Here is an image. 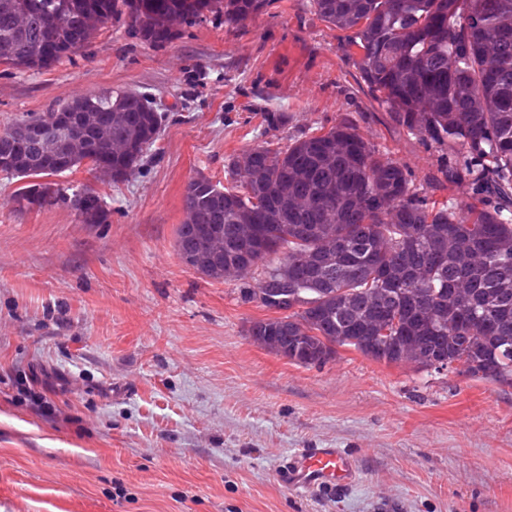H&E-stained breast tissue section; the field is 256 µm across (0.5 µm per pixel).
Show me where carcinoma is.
Listing matches in <instances>:
<instances>
[{
    "label": "carcinoma",
    "instance_id": "carcinoma-1",
    "mask_svg": "<svg viewBox=\"0 0 512 512\" xmlns=\"http://www.w3.org/2000/svg\"><path fill=\"white\" fill-rule=\"evenodd\" d=\"M274 0H0L3 63L42 70L88 48L124 11L144 41L162 44L177 24L209 14L238 25ZM320 20L346 32L341 50L391 124L438 146L448 161L433 182L465 186L480 206L438 205L412 172L382 155L343 120L304 134L284 150L261 145L224 165V198L191 181L185 210L219 222L225 238L237 224H286L254 263L263 276L297 288L288 302L290 335L299 351L326 363L347 347L376 361L426 369L442 336L471 376L512 386V0H310ZM112 113L127 152L91 139V170L124 180L158 139L162 114L136 92L94 95ZM17 124L0 131V157L14 155ZM40 177V147L0 173ZM99 195L67 193L50 183L19 189L16 201H62L84 224H102ZM324 252L330 269L298 283L292 263ZM390 340L372 350L371 337Z\"/></svg>",
    "mask_w": 512,
    "mask_h": 512
}]
</instances>
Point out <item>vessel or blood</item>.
<instances>
[{
	"mask_svg": "<svg viewBox=\"0 0 512 512\" xmlns=\"http://www.w3.org/2000/svg\"><path fill=\"white\" fill-rule=\"evenodd\" d=\"M358 475L355 459L334 448H300L291 455L282 478L290 489L344 488Z\"/></svg>",
	"mask_w": 512,
	"mask_h": 512,
	"instance_id": "vessel-or-blood-1",
	"label": "vessel or blood"
}]
</instances>
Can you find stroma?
<instances>
[{
  "instance_id": "stroma-1",
  "label": "stroma",
  "mask_w": 512,
  "mask_h": 512,
  "mask_svg": "<svg viewBox=\"0 0 512 512\" xmlns=\"http://www.w3.org/2000/svg\"><path fill=\"white\" fill-rule=\"evenodd\" d=\"M342 40L309 0H275L246 25L211 15L162 45L118 15L50 68L0 65V130L105 89L165 117L125 181L84 165L54 176L94 190L106 223L19 206L26 179L0 176V512H512V386L345 347L296 365L246 334L269 316L241 298L259 274L215 280L177 254L192 179L225 185L231 157L344 119L417 187L468 203L429 186L442 151L389 123ZM31 373L54 414L32 410L18 383ZM300 448L352 455L356 482L289 489L280 471Z\"/></svg>"
}]
</instances>
